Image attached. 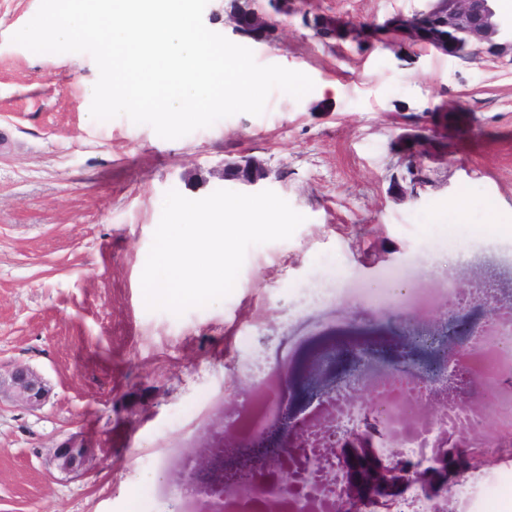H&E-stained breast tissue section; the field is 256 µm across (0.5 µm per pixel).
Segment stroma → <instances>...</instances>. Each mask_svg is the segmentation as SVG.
<instances>
[{"mask_svg":"<svg viewBox=\"0 0 512 512\" xmlns=\"http://www.w3.org/2000/svg\"><path fill=\"white\" fill-rule=\"evenodd\" d=\"M39 4L0 0V364L33 367L53 394L36 412L0 402V512H224L206 489L245 423L317 439L332 460L345 408L350 457L416 443L401 465L428 489L456 488L462 451L473 473L512 472V349L491 315L512 307V237L498 234L512 225V65L448 42L433 0H209L207 28L314 87L167 140L91 117L89 54L12 42ZM173 189H269L305 220L251 246L224 299L150 310L141 275ZM321 280L334 296L305 301ZM452 287L466 292L453 324ZM340 336L390 347L323 363L290 413L291 373ZM423 346L454 355L455 377L419 363ZM354 370L387 425L341 398ZM61 445L87 449L82 475L49 466Z\"/></svg>","mask_w":512,"mask_h":512,"instance_id":"stroma-1","label":"stroma"}]
</instances>
